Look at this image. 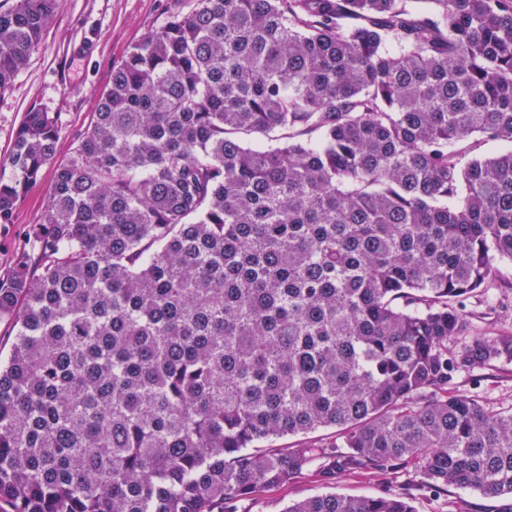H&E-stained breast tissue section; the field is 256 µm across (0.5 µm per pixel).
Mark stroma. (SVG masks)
Returning a JSON list of instances; mask_svg holds the SVG:
<instances>
[{"mask_svg": "<svg viewBox=\"0 0 512 512\" xmlns=\"http://www.w3.org/2000/svg\"><path fill=\"white\" fill-rule=\"evenodd\" d=\"M175 1L185 13L195 6V0H58L38 48L11 85L0 92L1 179L11 177L8 159L25 112L45 108L58 126L54 164L44 167L30 185L11 224L0 226L1 278L7 277L27 250V230L48 204L56 166L75 151L101 94L110 86L113 67L131 46L165 23ZM500 269L502 278L469 295L465 305L476 332L512 336V262H501ZM451 389L458 395L477 396L487 409H511L512 362L460 372ZM391 492L407 494L415 512H512V503L470 490L448 487L436 494L426 492L409 468L392 482L364 472L328 483L310 471L287 484L249 495L238 512H283L289 503L324 493L362 497Z\"/></svg>", "mask_w": 512, "mask_h": 512, "instance_id": "35a3bbf8", "label": "stroma"}]
</instances>
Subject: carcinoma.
<instances>
[{
  "label": "carcinoma",
  "instance_id": "cac0c4a2",
  "mask_svg": "<svg viewBox=\"0 0 512 512\" xmlns=\"http://www.w3.org/2000/svg\"><path fill=\"white\" fill-rule=\"evenodd\" d=\"M57 0L0 11V91ZM25 113L0 224L55 159ZM512 0H196L112 70L0 279V512H235L313 469L512 496ZM336 428L326 445L257 449ZM285 512H415L400 493ZM504 278H495L465 300L476 332L487 336H512V262L497 263ZM451 390L458 395H475L493 411L512 408V362H491L480 370L457 374Z\"/></svg>",
  "mask_w": 512,
  "mask_h": 512
}]
</instances>
